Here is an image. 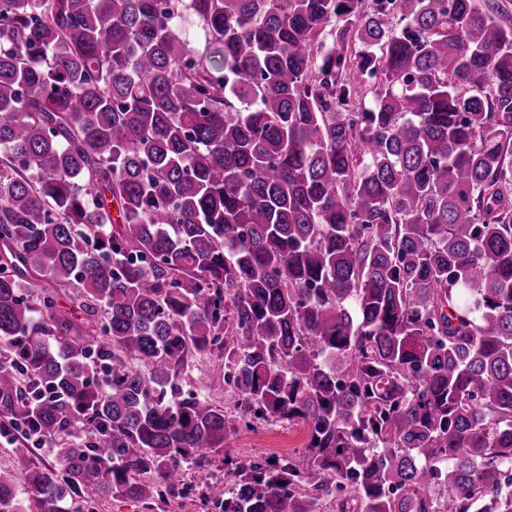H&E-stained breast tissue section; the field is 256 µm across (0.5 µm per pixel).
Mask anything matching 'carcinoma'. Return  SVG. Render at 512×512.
Wrapping results in <instances>:
<instances>
[{
  "label": "carcinoma",
  "mask_w": 512,
  "mask_h": 512,
  "mask_svg": "<svg viewBox=\"0 0 512 512\" xmlns=\"http://www.w3.org/2000/svg\"><path fill=\"white\" fill-rule=\"evenodd\" d=\"M375 2L0 0V418L55 456L0 512L186 498L257 419L304 450L219 512H512V3ZM188 24L190 30L189 48L194 51L198 61L210 65V61L213 60L210 56L214 55V49L208 46V40H206L204 32L194 18L189 19ZM177 384L184 391H196L232 407L230 401L225 400L224 365L220 366L218 361L194 360L185 373L181 374ZM210 464L204 468H197L193 465L183 464L185 481L197 485L204 486L210 483L215 477L224 475V454L209 453Z\"/></svg>",
  "instance_id": "carcinoma-1"
}]
</instances>
